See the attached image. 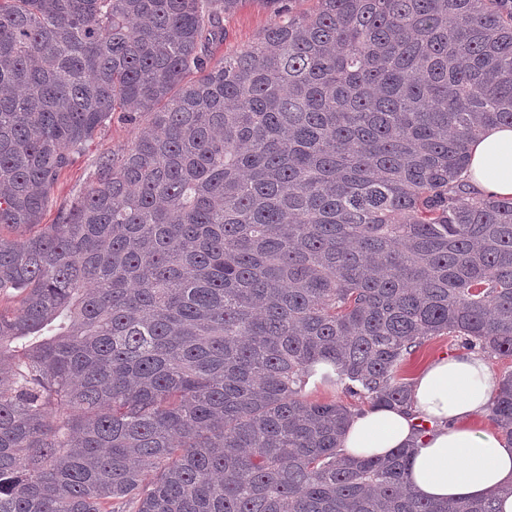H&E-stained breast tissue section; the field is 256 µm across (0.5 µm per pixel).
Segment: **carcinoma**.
<instances>
[{"label": "carcinoma", "instance_id": "1", "mask_svg": "<svg viewBox=\"0 0 512 512\" xmlns=\"http://www.w3.org/2000/svg\"><path fill=\"white\" fill-rule=\"evenodd\" d=\"M213 64L243 0H0V512H498L350 459L434 336L512 357L506 0H316ZM148 122L41 223L112 113ZM490 416L512 442V372ZM468 182L478 195L512 197V126L484 130L471 144Z\"/></svg>", "mask_w": 512, "mask_h": 512}]
</instances>
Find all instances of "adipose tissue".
<instances>
[{"mask_svg": "<svg viewBox=\"0 0 512 512\" xmlns=\"http://www.w3.org/2000/svg\"><path fill=\"white\" fill-rule=\"evenodd\" d=\"M468 182L478 194L512 197L511 125L487 128L475 139ZM496 388L480 352L440 356L416 378L410 406L364 409L340 449L364 458L413 447L406 482L414 491L434 500L493 497L499 512H512V445L474 423Z\"/></svg>", "mask_w": 512, "mask_h": 512, "instance_id": "adipose-tissue-1", "label": "adipose tissue"}]
</instances>
